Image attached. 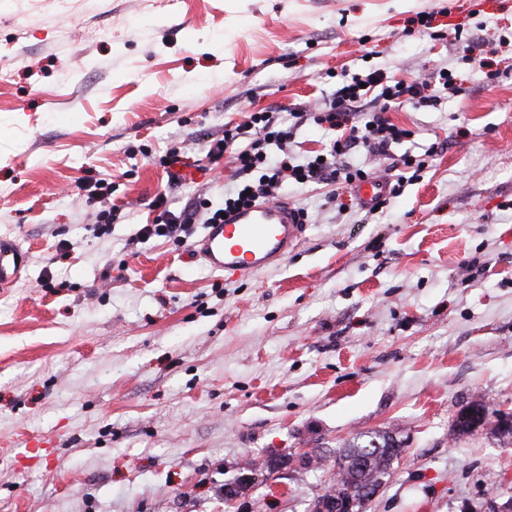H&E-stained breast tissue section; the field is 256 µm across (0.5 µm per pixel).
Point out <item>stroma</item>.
Here are the masks:
<instances>
[{
  "instance_id": "stroma-1",
  "label": "stroma",
  "mask_w": 512,
  "mask_h": 512,
  "mask_svg": "<svg viewBox=\"0 0 512 512\" xmlns=\"http://www.w3.org/2000/svg\"><path fill=\"white\" fill-rule=\"evenodd\" d=\"M371 67L454 70L437 108L388 110L394 154L439 150L384 208L283 186L301 242L235 277L137 237L153 202L233 184L226 158L172 177L167 150L205 164L225 126L318 111ZM0 239L27 255L0 288V512H312L337 448L378 430L403 452L363 512L512 500V439L452 430L512 413V0H0ZM29 442L55 466L18 462ZM477 405L479 406V409H481V410H478L477 406L472 405L471 408L460 410L456 415V419H458L459 421L470 422V428L472 430L478 429L481 426L485 425L487 418H486L484 412H486L487 416H490V415L495 416L497 414L494 411L489 413L488 408L484 404L477 403ZM482 410L484 412H482ZM470 428H469L468 424H465V423L457 424V423L453 422V431L457 432L458 434L469 433L472 431Z\"/></svg>"
}]
</instances>
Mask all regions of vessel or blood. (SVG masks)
<instances>
[{"label": "vessel or blood", "instance_id": "1", "mask_svg": "<svg viewBox=\"0 0 512 512\" xmlns=\"http://www.w3.org/2000/svg\"><path fill=\"white\" fill-rule=\"evenodd\" d=\"M386 191V182L380 178L366 179L357 186L367 206ZM302 234L303 219L298 208L285 201L258 203L230 213L223 223L208 225L194 250L213 271L240 276L286 259ZM23 264V254L13 244L0 240V281L15 278Z\"/></svg>", "mask_w": 512, "mask_h": 512}]
</instances>
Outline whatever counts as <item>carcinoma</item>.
<instances>
[{
    "mask_svg": "<svg viewBox=\"0 0 512 512\" xmlns=\"http://www.w3.org/2000/svg\"><path fill=\"white\" fill-rule=\"evenodd\" d=\"M402 454L401 443L387 431H374L354 438L336 452L333 468L336 477L328 493H351L361 499L388 473L391 462Z\"/></svg>",
    "mask_w": 512,
    "mask_h": 512,
    "instance_id": "carcinoma-1",
    "label": "carcinoma"
}]
</instances>
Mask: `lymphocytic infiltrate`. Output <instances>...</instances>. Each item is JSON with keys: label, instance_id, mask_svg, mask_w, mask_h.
Here are the masks:
<instances>
[{"label": "lymphocytic infiltrate", "instance_id": "f902f5d3", "mask_svg": "<svg viewBox=\"0 0 512 512\" xmlns=\"http://www.w3.org/2000/svg\"><path fill=\"white\" fill-rule=\"evenodd\" d=\"M372 89L376 90L375 100L379 103L406 97L421 106L434 107L440 101L438 89L423 82L404 84L379 68L365 73L342 72L338 88L323 108L308 116L297 109L290 112L295 120L307 116L316 125L336 133L320 157L311 158L304 164L294 163L290 156L288 142L293 129L283 124L278 112L261 110L251 113L244 123L225 128L223 138L213 141L208 149V155L214 161L223 158L224 154H231L239 180L236 192L225 197L223 205L216 208L202 202L178 212L162 209L140 229V239L165 237L176 245H184L191 224L199 220L207 224L222 223L224 213L276 198L281 186L287 182L333 184L342 180L351 185L363 181L368 177L365 170L353 169L341 162L343 156L358 147L390 158L398 173L391 192L400 194L410 181V173H421L425 162L409 153L393 155V146L403 143L409 132L391 123L381 111H373L368 120H358L357 114L363 111L366 95Z\"/></svg>", "mask_w": 512, "mask_h": 512}]
</instances>
